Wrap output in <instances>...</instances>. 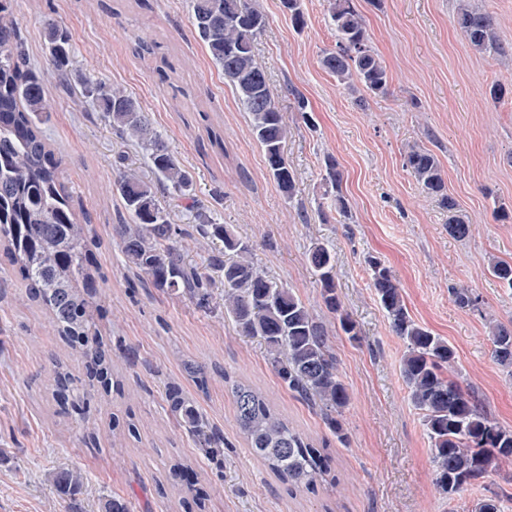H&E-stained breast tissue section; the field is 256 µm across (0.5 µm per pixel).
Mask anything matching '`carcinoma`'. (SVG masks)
Returning <instances> with one entry per match:
<instances>
[{
    "label": "carcinoma",
    "instance_id": "carcinoma-1",
    "mask_svg": "<svg viewBox=\"0 0 512 512\" xmlns=\"http://www.w3.org/2000/svg\"><path fill=\"white\" fill-rule=\"evenodd\" d=\"M328 3L337 40L336 49L322 57V66L341 84H359L365 96L358 105L363 107L367 97L387 91L389 71L369 45L355 0ZM190 5L195 33L248 112L251 133L262 148L270 175L285 195L293 196L295 176L286 154L288 124L255 52L266 15L255 0H190ZM454 23L476 53L506 55L487 12L463 4ZM44 42L48 68L38 74L27 66L11 0H0V251L23 282L28 299L45 312L52 332L81 359V373L73 372L59 357L53 360V397L70 399L72 411L84 421L91 399L103 396L119 381L113 373L112 349L97 333L100 285L92 263L94 241L87 222L80 220L74 208L62 160L43 130L55 110L45 94L47 77L66 87L70 84L71 37L49 20L44 24ZM82 88L110 126L141 148L160 181L178 196H193L192 176L130 95L91 75L83 79ZM324 166L325 180L332 188L331 207L346 218L350 208L336 159L326 157ZM405 166L421 192L448 211V234L467 237L471 225L448 194L435 154L413 145L405 155ZM114 186L130 218L128 224L114 225L128 263L152 287L186 295L198 307L209 308L212 279L187 260L181 231L156 203L151 185L136 171L119 169ZM197 228L203 237L222 244L209 263L224 285V314L239 334L264 343L272 367L288 390L324 410L328 428L338 441H345L337 414L347 406L349 395L336 372L323 323L293 291L254 265L252 246L232 228L226 224ZM309 261L324 304L339 312L335 256L317 244ZM367 265L390 327L406 344L402 378L431 442L436 485L451 498L501 463L512 461V430L498 425L475 396L443 375V368L454 362L453 348L410 316L390 268L373 256ZM489 271L512 288L511 262L493 259ZM489 330L496 362L512 374V327L495 323ZM182 372L200 390L207 389L206 365L185 360ZM224 384L233 397L238 430L254 455L283 483L316 492L331 472L327 443L318 445L290 427L260 390L227 375ZM167 397L171 412L188 427L195 447L213 459L223 456L224 437L203 419L195 402L175 385L168 386ZM53 482L60 495L74 496L83 486L84 475L65 469L54 475ZM98 512H131L130 501L121 496L104 498Z\"/></svg>",
    "mask_w": 512,
    "mask_h": 512
}]
</instances>
